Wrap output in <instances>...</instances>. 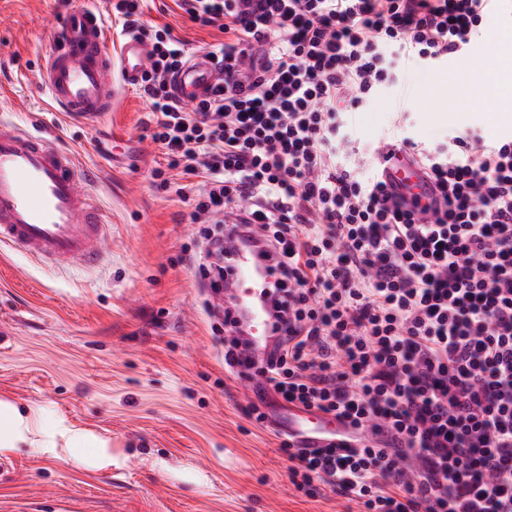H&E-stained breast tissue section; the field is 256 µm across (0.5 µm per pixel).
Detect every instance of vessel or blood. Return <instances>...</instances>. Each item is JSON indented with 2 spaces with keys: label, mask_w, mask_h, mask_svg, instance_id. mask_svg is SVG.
<instances>
[{
  "label": "vessel or blood",
  "mask_w": 512,
  "mask_h": 512,
  "mask_svg": "<svg viewBox=\"0 0 512 512\" xmlns=\"http://www.w3.org/2000/svg\"><path fill=\"white\" fill-rule=\"evenodd\" d=\"M101 11L68 10L52 31V49L41 79L53 105L70 120L84 123L112 109L116 86L138 85L148 48L130 34L119 48L107 42ZM220 67L206 55L188 60L171 78L182 102L205 98L220 82ZM384 180L396 190L419 183L421 171L403 154L383 160ZM92 178L57 142L53 129L32 132L0 117V245L53 267L69 262L97 265L111 222L91 194ZM271 261L247 249L235 250L224 275V294L234 302L232 316L241 334L236 353L244 374L266 356L273 341ZM279 428L298 439L318 442L340 433L339 423L314 411L292 408Z\"/></svg>",
  "instance_id": "b4317fda"
}]
</instances>
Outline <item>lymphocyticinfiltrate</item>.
<instances>
[{"label":"lymphocytic infiltrate","mask_w":512,"mask_h":512,"mask_svg":"<svg viewBox=\"0 0 512 512\" xmlns=\"http://www.w3.org/2000/svg\"><path fill=\"white\" fill-rule=\"evenodd\" d=\"M174 2L224 35V79L190 109L169 90L182 41L142 0L110 3L150 36L153 176L203 224L204 287H221L225 238L272 253L262 387L348 428L322 448L283 441L293 483L361 512H512V137L378 139L375 158L406 152L436 185L425 204L362 179L349 119L409 65L471 49L485 0Z\"/></svg>","instance_id":"1"}]
</instances>
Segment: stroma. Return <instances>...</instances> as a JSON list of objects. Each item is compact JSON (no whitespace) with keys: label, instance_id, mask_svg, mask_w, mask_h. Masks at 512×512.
<instances>
[{"label":"stroma","instance_id":"1","mask_svg":"<svg viewBox=\"0 0 512 512\" xmlns=\"http://www.w3.org/2000/svg\"><path fill=\"white\" fill-rule=\"evenodd\" d=\"M94 0H0V115L57 128L79 166L100 171L93 192L110 214L106 254L93 267L43 268L0 248V400L35 413L56 448L0 454V512H359L328 487L298 491L282 435L246 417L264 402L224 365L221 295L201 287L189 255L191 209L157 189L164 157L150 137L149 101L118 92L102 120L69 123L38 71L60 13ZM188 51L218 30L190 22L174 0H147ZM411 132L429 145L468 127L512 136L493 81L472 69L412 79ZM105 441L75 452L57 426Z\"/></svg>","mask_w":512,"mask_h":512}]
</instances>
